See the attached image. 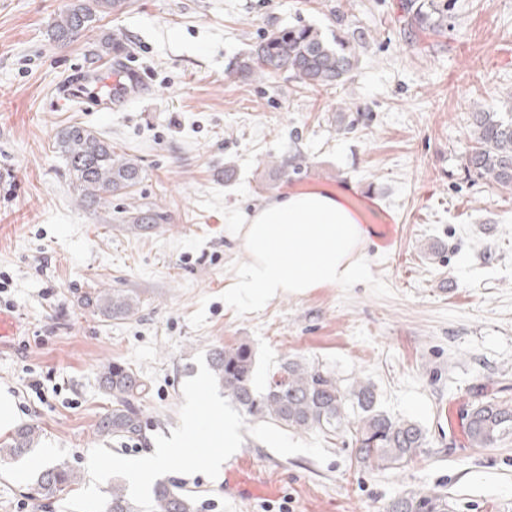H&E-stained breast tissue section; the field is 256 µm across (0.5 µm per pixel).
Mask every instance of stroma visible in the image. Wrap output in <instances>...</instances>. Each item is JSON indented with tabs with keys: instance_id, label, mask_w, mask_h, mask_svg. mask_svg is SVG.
Segmentation results:
<instances>
[{
	"instance_id": "stroma-1",
	"label": "stroma",
	"mask_w": 512,
	"mask_h": 512,
	"mask_svg": "<svg viewBox=\"0 0 512 512\" xmlns=\"http://www.w3.org/2000/svg\"><path fill=\"white\" fill-rule=\"evenodd\" d=\"M70 0H0V311L20 325L0 343V390L36 448L0 460V512H63L36 500L38 470H85L97 445L124 457L154 448L179 424L197 353L248 343L265 388L288 359L341 383L375 387L381 410L419 423L427 445L399 470L360 466L350 434L329 437L320 463L281 456L245 437L211 479L164 475L199 512H384L405 492L447 494L450 512H512V438L470 447L465 414L477 397L512 401V189L466 171L476 105L512 110V0H434L443 31L409 34L402 0H129L97 34L67 45L48 29ZM311 25L353 40L345 85L228 73L261 36ZM109 34L146 82L118 112L57 104V85L96 62ZM78 124L144 169L135 187L82 205L55 148ZM350 183L374 201V231L358 284L284 295L255 309L230 301L248 255L229 216L288 192ZM152 208L143 234L120 212ZM394 238L380 237L385 219ZM93 288L136 295L138 313L104 319L82 305ZM130 365L147 385L142 433L123 444L95 433L112 400L103 365Z\"/></svg>"
}]
</instances>
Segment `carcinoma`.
<instances>
[{
    "label": "carcinoma",
    "instance_id": "obj_1",
    "mask_svg": "<svg viewBox=\"0 0 512 512\" xmlns=\"http://www.w3.org/2000/svg\"><path fill=\"white\" fill-rule=\"evenodd\" d=\"M127 0H72L52 23L51 39L67 44L94 30L103 16L123 10ZM411 25L418 30L442 31L445 10L409 3ZM356 56L350 43L327 39L310 25L288 26L264 35L250 52L238 59L231 73L242 79H269L288 75L305 87L343 85L354 69ZM472 146L465 155L466 167L503 188H512V112L479 106L472 113ZM59 152L81 201L89 204L130 189L143 177L132 157L118 155L112 144L93 131L73 125L57 137ZM162 219L151 210L125 212L121 223L138 234ZM84 306L93 315L126 319L139 309V300L121 291H94ZM208 365L218 385L251 417L268 419L280 426L317 430L326 435L347 427L354 430L355 455L359 463L378 469H399L413 461L426 445L427 433L417 423L394 417L378 407L374 385L355 380L343 385L322 368L295 360L280 365L267 387L254 386L255 354L240 342L217 346L208 353ZM101 386L112 397V409L98 421L96 433L107 439H133L141 434L139 413L134 406L146 384L127 365L113 361L100 375ZM467 435L473 448H490L512 437V402L498 396L484 397L466 414ZM41 429L33 424L19 427L10 441L0 445V459L27 454L40 440ZM81 482V473L65 462L37 474L29 488L36 499L66 494ZM155 512H198L194 498L174 486L160 483L153 495ZM106 512H141L127 494L124 483H112ZM385 512H449L448 497L439 493H408L389 502Z\"/></svg>",
    "mask_w": 512,
    "mask_h": 512
}]
</instances>
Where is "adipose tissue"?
<instances>
[{"instance_id": "obj_1", "label": "adipose tissue", "mask_w": 512, "mask_h": 512, "mask_svg": "<svg viewBox=\"0 0 512 512\" xmlns=\"http://www.w3.org/2000/svg\"><path fill=\"white\" fill-rule=\"evenodd\" d=\"M228 231L249 256L236 273L231 297L255 307L285 293L303 296L316 288L346 286L368 270L371 229L326 192L280 195Z\"/></svg>"}]
</instances>
